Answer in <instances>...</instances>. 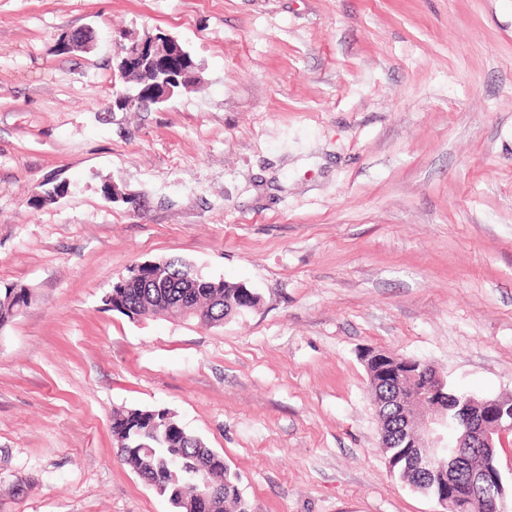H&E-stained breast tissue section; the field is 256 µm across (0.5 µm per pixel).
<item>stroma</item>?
Wrapping results in <instances>:
<instances>
[{
  "mask_svg": "<svg viewBox=\"0 0 512 512\" xmlns=\"http://www.w3.org/2000/svg\"><path fill=\"white\" fill-rule=\"evenodd\" d=\"M116 29L176 38L198 88L109 111ZM174 258L259 304L105 309ZM9 290L0 512H171L119 458L128 409L174 413L253 512H438L377 448L361 354L512 397V0H0Z\"/></svg>",
  "mask_w": 512,
  "mask_h": 512,
  "instance_id": "obj_1",
  "label": "stroma"
}]
</instances>
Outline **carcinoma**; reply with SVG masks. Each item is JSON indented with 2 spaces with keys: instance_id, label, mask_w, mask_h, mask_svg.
Returning a JSON list of instances; mask_svg holds the SVG:
<instances>
[{
  "instance_id": "cac0c4a2",
  "label": "carcinoma",
  "mask_w": 512,
  "mask_h": 512,
  "mask_svg": "<svg viewBox=\"0 0 512 512\" xmlns=\"http://www.w3.org/2000/svg\"><path fill=\"white\" fill-rule=\"evenodd\" d=\"M259 296L245 286L195 274L189 264L173 259L145 270L131 267L122 288L108 293L104 304L125 306L132 313L166 314L220 324L255 306ZM28 303L24 291L10 292L0 301V321L4 322ZM112 435L121 445L123 461L147 484L159 483L167 493L182 501L178 512H190L196 502L197 480L205 477L215 487L209 512H252L244 497L239 477L224 464V457L188 433L169 412L135 409L113 417ZM391 471L418 492L448 498V489L420 477L404 459V449H383Z\"/></svg>"
}]
</instances>
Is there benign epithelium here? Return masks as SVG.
Returning <instances> with one entry per match:
<instances>
[{"mask_svg": "<svg viewBox=\"0 0 512 512\" xmlns=\"http://www.w3.org/2000/svg\"><path fill=\"white\" fill-rule=\"evenodd\" d=\"M87 30L63 35L59 47L70 51L85 43ZM114 78L126 82L130 74L145 72L149 75L151 92L145 99L138 89L113 92L110 109L119 111L147 110L168 101L176 91L189 88L197 81V65L179 42L161 35L139 38L124 35V42L116 54ZM366 358L387 378L392 398L398 411V428L412 448H446L453 441V458H469L479 451L488 452L491 468L483 469L471 479L459 477L453 469L448 474H435V479L448 484V497L458 506L469 509L479 501L487 502V485L498 479L499 502L506 506V488L502 480L499 449L512 446V401L477 400L468 397L454 405L459 428L448 436L447 410L423 415L424 396L438 397L448 386L445 378L431 365L417 367L414 361L384 350L371 349Z\"/></svg>", "mask_w": 512, "mask_h": 512, "instance_id": "benign-epithelium-1", "label": "benign epithelium"}]
</instances>
